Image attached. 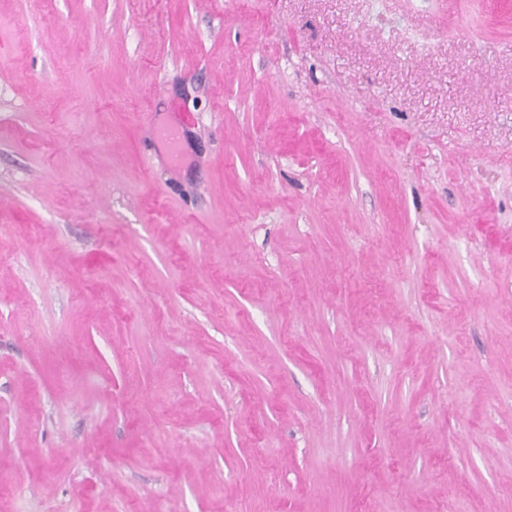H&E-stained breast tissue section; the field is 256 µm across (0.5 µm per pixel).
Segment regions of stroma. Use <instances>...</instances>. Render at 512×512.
<instances>
[{
	"label": "stroma",
	"instance_id": "stroma-1",
	"mask_svg": "<svg viewBox=\"0 0 512 512\" xmlns=\"http://www.w3.org/2000/svg\"><path fill=\"white\" fill-rule=\"evenodd\" d=\"M0 512H512V9L0 0Z\"/></svg>",
	"mask_w": 512,
	"mask_h": 512
}]
</instances>
